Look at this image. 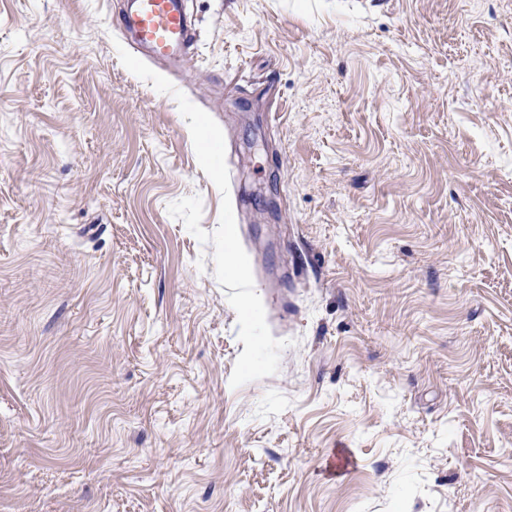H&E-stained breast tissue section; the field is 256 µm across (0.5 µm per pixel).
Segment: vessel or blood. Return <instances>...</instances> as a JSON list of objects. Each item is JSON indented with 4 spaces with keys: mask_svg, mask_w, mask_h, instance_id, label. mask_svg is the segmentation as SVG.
<instances>
[{
    "mask_svg": "<svg viewBox=\"0 0 512 512\" xmlns=\"http://www.w3.org/2000/svg\"><path fill=\"white\" fill-rule=\"evenodd\" d=\"M120 24L137 47L159 60H180L195 41L183 0H131Z\"/></svg>",
    "mask_w": 512,
    "mask_h": 512,
    "instance_id": "obj_1",
    "label": "vessel or blood"
}]
</instances>
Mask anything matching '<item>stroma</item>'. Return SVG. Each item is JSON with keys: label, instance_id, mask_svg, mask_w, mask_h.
I'll return each instance as SVG.
<instances>
[{"label": "stroma", "instance_id": "stroma-1", "mask_svg": "<svg viewBox=\"0 0 512 512\" xmlns=\"http://www.w3.org/2000/svg\"><path fill=\"white\" fill-rule=\"evenodd\" d=\"M125 0H0V512H512V0H185L221 194Z\"/></svg>", "mask_w": 512, "mask_h": 512}]
</instances>
